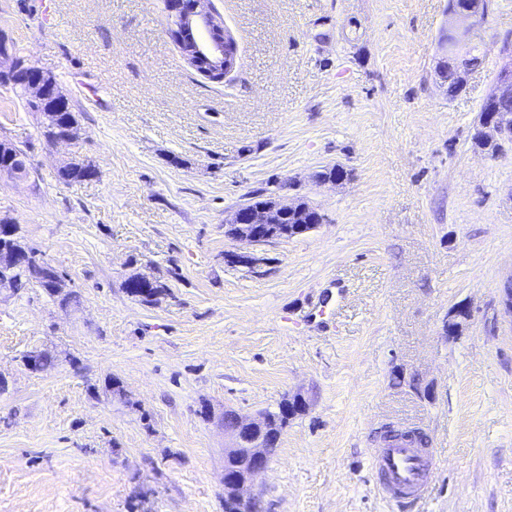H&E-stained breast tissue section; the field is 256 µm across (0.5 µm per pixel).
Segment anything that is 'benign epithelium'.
Here are the masks:
<instances>
[{
	"instance_id": "benign-epithelium-1",
	"label": "benign epithelium",
	"mask_w": 512,
	"mask_h": 512,
	"mask_svg": "<svg viewBox=\"0 0 512 512\" xmlns=\"http://www.w3.org/2000/svg\"><path fill=\"white\" fill-rule=\"evenodd\" d=\"M169 27L168 34L186 62L202 75L222 81L238 66L236 44H228L227 31L214 11L211 0H166ZM479 17L466 3L448 10V27L462 37L470 36L478 26ZM0 86L20 87L27 103L35 110L48 107L57 112L72 110L69 99L60 91L51 71L30 65L20 56L14 42L0 34ZM512 103V78L497 82L493 92L485 100L486 111L479 113L473 127L474 136L487 145L512 144V114L499 111L503 103ZM12 144L0 141V174L23 179L27 169L14 168ZM293 209L308 210L312 214V228L322 223L321 211L306 203L285 202L275 199L268 204L246 201L239 204L224 219L225 234L234 241H247L255 245L273 240L288 239L301 233L304 224L286 225L282 218ZM27 266V258L14 255L7 261L0 259V290L12 288L15 271ZM42 276L51 283L52 290L62 292L63 279L48 260L39 264ZM260 434L244 440L236 431L226 430L229 445L224 456H243L240 472L224 474V489L232 491L241 506L254 501L250 492L257 477L268 467L278 447L279 440L261 435L266 422L251 425Z\"/></svg>"
}]
</instances>
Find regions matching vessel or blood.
<instances>
[{
    "label": "vessel or blood",
    "mask_w": 512,
    "mask_h": 512,
    "mask_svg": "<svg viewBox=\"0 0 512 512\" xmlns=\"http://www.w3.org/2000/svg\"><path fill=\"white\" fill-rule=\"evenodd\" d=\"M435 464L429 450L406 439H388L372 454L371 475L379 493L403 510L427 495Z\"/></svg>",
    "instance_id": "b4317fda"
}]
</instances>
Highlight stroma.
<instances>
[{
	"label": "stroma",
	"mask_w": 512,
	"mask_h": 512,
	"mask_svg": "<svg viewBox=\"0 0 512 512\" xmlns=\"http://www.w3.org/2000/svg\"><path fill=\"white\" fill-rule=\"evenodd\" d=\"M447 3L212 0L239 54L216 82L180 57L164 0H53L50 21L42 0H0V32L81 128L48 142L0 87V137L32 166L0 177V219L76 296L0 292V512H224L225 410L296 395L252 488L264 512H397L368 468L387 423L440 458L410 512H512V148L471 141L512 0L476 28L483 63L452 97ZM74 159L98 177L62 183ZM332 164L345 181H313ZM261 190L326 220L228 239ZM134 273L164 285L154 303L126 292ZM33 349L54 365L29 371Z\"/></svg>",
	"instance_id": "stroma-1"
}]
</instances>
